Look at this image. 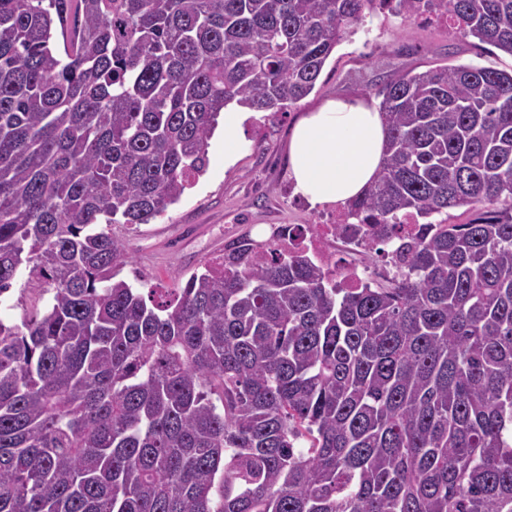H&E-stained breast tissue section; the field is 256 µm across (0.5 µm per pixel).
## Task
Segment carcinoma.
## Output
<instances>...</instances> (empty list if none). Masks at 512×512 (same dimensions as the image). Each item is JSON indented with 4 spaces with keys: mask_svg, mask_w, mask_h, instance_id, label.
I'll list each match as a JSON object with an SVG mask.
<instances>
[{
    "mask_svg": "<svg viewBox=\"0 0 512 512\" xmlns=\"http://www.w3.org/2000/svg\"><path fill=\"white\" fill-rule=\"evenodd\" d=\"M512 55V0H0V512H512V71L379 90L364 288L274 243L117 278L224 106L285 112L376 11ZM462 209L461 224L436 220ZM27 273L28 271H23L21 273L14 283L11 291L5 296L7 305H17L13 309L5 311L6 316L16 322L20 320L24 309L30 308L34 304V298L28 294L24 295L21 293V289L24 288V283L27 279ZM21 295L23 296L22 302L20 301Z\"/></svg>",
    "mask_w": 512,
    "mask_h": 512,
    "instance_id": "obj_1",
    "label": "carcinoma"
}]
</instances>
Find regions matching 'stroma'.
<instances>
[{
  "mask_svg": "<svg viewBox=\"0 0 512 512\" xmlns=\"http://www.w3.org/2000/svg\"><path fill=\"white\" fill-rule=\"evenodd\" d=\"M463 63L508 71L512 55L450 35L441 24L408 22L388 12L368 18L365 29L336 46L308 96L288 111L264 113L247 128V148L234 166L225 167L224 140L214 132L205 173L178 202L151 223L134 229L115 225L127 242L128 261L120 278L169 288L186 281L227 241H265L283 225L318 224L320 209L292 192L287 148L294 118L330 96L374 100L397 75Z\"/></svg>",
  "mask_w": 512,
  "mask_h": 512,
  "instance_id": "obj_1",
  "label": "stroma"
}]
</instances>
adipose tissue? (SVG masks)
<instances>
[{"mask_svg": "<svg viewBox=\"0 0 512 512\" xmlns=\"http://www.w3.org/2000/svg\"><path fill=\"white\" fill-rule=\"evenodd\" d=\"M252 112L224 108V163L246 147L244 126ZM387 130L378 106L359 96L324 99L302 113L288 140L293 191L311 206L341 207L371 187L381 167Z\"/></svg>", "mask_w": 512, "mask_h": 512, "instance_id": "1", "label": "adipose tissue"}]
</instances>
